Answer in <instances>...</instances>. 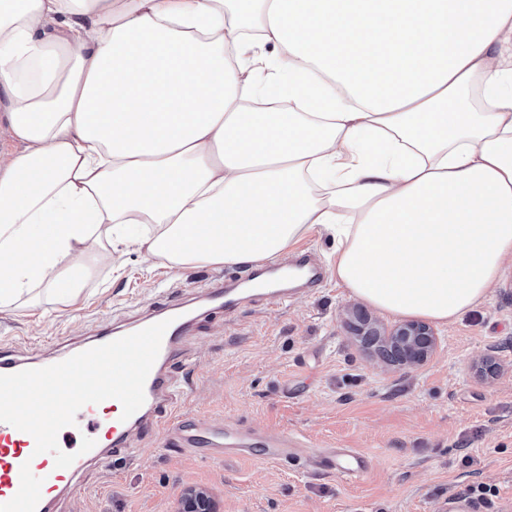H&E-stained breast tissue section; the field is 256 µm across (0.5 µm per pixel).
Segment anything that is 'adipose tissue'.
I'll use <instances>...</instances> for the list:
<instances>
[{
    "mask_svg": "<svg viewBox=\"0 0 512 512\" xmlns=\"http://www.w3.org/2000/svg\"><path fill=\"white\" fill-rule=\"evenodd\" d=\"M0 0V312L125 245L172 269L336 239L337 285L449 324L512 257V0ZM278 54L255 71L256 50Z\"/></svg>",
    "mask_w": 512,
    "mask_h": 512,
    "instance_id": "ef3b65f1",
    "label": "adipose tissue"
}]
</instances>
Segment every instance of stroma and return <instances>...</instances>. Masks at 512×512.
Segmentation results:
<instances>
[{
	"instance_id": "1",
	"label": "stroma",
	"mask_w": 512,
	"mask_h": 512,
	"mask_svg": "<svg viewBox=\"0 0 512 512\" xmlns=\"http://www.w3.org/2000/svg\"><path fill=\"white\" fill-rule=\"evenodd\" d=\"M239 282L238 267L173 270L118 248L78 299L43 300L0 314V347L63 346L127 322L202 281ZM362 300L324 276L280 307L244 302L203 322L186 345L197 358L179 412L298 436L307 448H354L369 469L348 481L309 456L205 460L166 448L163 430L122 459L89 467L58 512H178L187 488L210 493L217 512H445L449 493L482 483L512 505V263L488 298L450 325L424 366L385 364L354 336ZM493 355L495 377L473 364ZM472 464H464V456Z\"/></svg>"
}]
</instances>
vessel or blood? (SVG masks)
Listing matches in <instances>:
<instances>
[{
	"mask_svg": "<svg viewBox=\"0 0 512 512\" xmlns=\"http://www.w3.org/2000/svg\"><path fill=\"white\" fill-rule=\"evenodd\" d=\"M256 275L263 280L257 297L265 304L280 306L293 296V289L284 287L275 277L273 267H261ZM240 303L238 294L225 289L222 280L214 279L203 285L195 300L173 296L160 313L139 319L134 325L138 331L164 320L169 323L145 382V402L129 419L109 427L99 418V405L83 406L79 414L90 420L96 444L70 467H56L52 454H35V440L30 434L0 422V512H53L57 497L69 491L75 477L90 464L132 453L137 440L159 426L172 434L173 446L205 458L250 455L276 461L296 455L298 445L287 434L250 426H226L173 412L176 372L195 364L185 345L187 338L211 314L233 312ZM49 364L46 358L0 352V375ZM316 463L337 475L353 478L367 471L370 460L349 448H327L317 454Z\"/></svg>",
	"mask_w": 512,
	"mask_h": 512,
	"instance_id": "vessel-or-blood-1",
	"label": "vessel or blood"
}]
</instances>
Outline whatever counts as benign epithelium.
I'll use <instances>...</instances> for the list:
<instances>
[{
	"label": "benign epithelium",
	"instance_id": "1",
	"mask_svg": "<svg viewBox=\"0 0 512 512\" xmlns=\"http://www.w3.org/2000/svg\"><path fill=\"white\" fill-rule=\"evenodd\" d=\"M360 335L371 345L377 346L378 355L388 364L412 369L426 364L434 355L438 338L427 324L418 321L400 323L385 338L377 322L363 310L355 313ZM179 512H217L210 494L201 488L186 489Z\"/></svg>",
	"mask_w": 512,
	"mask_h": 512
}]
</instances>
